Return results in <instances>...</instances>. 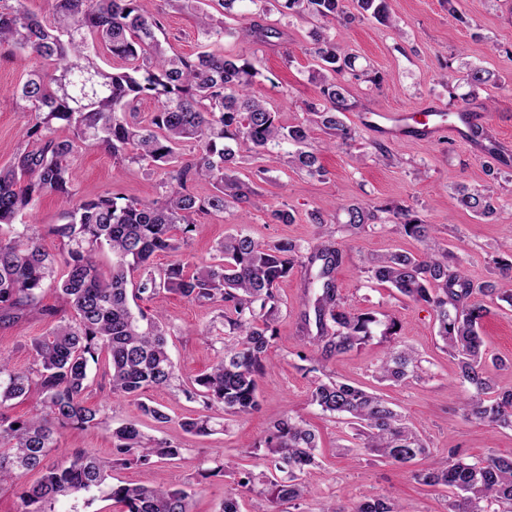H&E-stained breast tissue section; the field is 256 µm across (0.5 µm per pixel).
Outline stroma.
<instances>
[{
	"mask_svg": "<svg viewBox=\"0 0 512 512\" xmlns=\"http://www.w3.org/2000/svg\"><path fill=\"white\" fill-rule=\"evenodd\" d=\"M387 5L390 21L386 24L368 16L356 17L348 24L334 19L324 22L359 56L361 77L340 76L351 100L358 104L346 118L355 131L354 140L339 141L329 148L326 134L313 130V144L323 148L321 162L326 173L321 177L240 150L233 174L255 191L254 205H234L221 213L199 216L181 257L192 265L210 263L217 244L240 231L259 241L285 239L302 245L316 242L322 234L333 235L344 256L335 278L346 307L395 318L400 325L399 340L420 354L423 373L421 378L398 384L376 381L375 370L391 347L378 337L361 349L332 358L325 371L336 380L362 386L394 403L426 439L429 456L408 467L371 461L364 451L352 449L351 434L343 423L325 417L311 405L312 377L302 370L296 355V323L302 310L301 277L297 274L278 288L282 305L273 347L277 365L259 382L257 411L225 421L213 434L199 437L186 433L181 423L200 411V403L180 393L152 390L147 399L167 407L170 422L157 426L142 417L135 403L123 401L110 412L106 425L63 430L61 452L88 450L109 455L110 427L139 421L144 432L183 447V456L147 466L115 468L112 484L192 485L191 512H221L230 485L227 477L216 473V465L240 472L259 470L251 450L269 424L285 414L310 422L320 434L319 465L306 476L318 497L304 503V512H320L324 504L345 506L374 497L394 500L403 512H447L446 490L417 483L415 471L430 467L452 449L471 460L490 454L512 455V429L464 416L461 401L465 388L458 377L457 361L437 335L432 309L400 298L394 289L369 279L362 271L373 257L420 251V244L402 232L391 214L392 208L402 207L436 226L439 241L453 253V266L474 283L497 279L495 261L512 245V0H387ZM281 23L287 39L259 46L228 35L216 49L253 61L258 71L255 93L264 97L278 112L280 123L288 126L303 121V104L317 99L319 88L310 79L312 60L304 53L313 19L285 17ZM164 25L168 48L184 55L201 51L203 42L192 11L167 8ZM465 62L481 64L503 79L502 85L487 87L476 98L483 106L480 121L489 139L502 145L501 154L445 136L432 141L400 139L373 131L360 121L364 112L454 107L443 76L448 67ZM36 65L33 57L0 45V167L8 165L22 146L21 128L30 116L16 107L13 92ZM379 142L389 148L388 159L376 156L374 146ZM71 171L82 197L110 190L128 199L151 201L162 192L160 171L135 163L116 168L108 152L93 146L78 149ZM460 184L493 185L499 197L497 214L480 218L459 207L455 188ZM352 202L381 206L385 212L365 229L346 232L341 228L345 221L341 207ZM65 209L60 199L47 194L24 218L53 252L61 251L62 245L49 235L48 228L61 223ZM278 209L291 212L292 221H276L273 213ZM314 210L324 213L325 227L310 223L308 214ZM152 305L162 309L171 329L170 352L181 367L183 382L208 371L218 359L219 346L202 331L216 317V310L171 294L141 303L145 309ZM491 309L482 328L484 348L488 356L504 360V367L493 372L494 382L497 389L510 390L512 305L498 300ZM48 328V321L39 315L10 327L0 325V354L15 368L31 367L32 341Z\"/></svg>",
	"mask_w": 512,
	"mask_h": 512,
	"instance_id": "stroma-1",
	"label": "stroma"
}]
</instances>
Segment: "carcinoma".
<instances>
[{"mask_svg": "<svg viewBox=\"0 0 512 512\" xmlns=\"http://www.w3.org/2000/svg\"><path fill=\"white\" fill-rule=\"evenodd\" d=\"M53 21L45 24L22 3L0 5V44H10L41 60L14 91L19 108L34 114L22 128L25 142L36 149L19 150L13 161L0 167V322L15 323L34 314L51 319L49 331L32 342L37 367H11L0 355V485L22 471L39 470L48 454L59 449L62 430L98 427L105 423L106 406L84 404L90 364L103 359L109 366L112 397L133 401L142 415L158 424L170 421L161 406L144 400L152 389L172 386L177 365L168 351L169 330L162 312L133 308L143 298L175 294L223 310L224 347L219 360L184 390L198 398L205 410L218 407L237 417L258 410V381L273 367L270 356L280 312L279 283L300 270L302 305L297 356L312 363L308 371L333 356L360 348L373 337L398 335L393 318L379 319L372 312L352 313L343 305L334 272L343 254L334 241L316 242L304 253L289 240L260 242L243 234L224 237L214 262L188 270L176 259L157 269L151 258L176 255L187 246L195 230L194 217L222 213L230 205L250 201L254 191L228 174L240 146L258 155L284 159V163L315 176H323L320 153L308 143L311 127L347 142L354 139L345 113L357 104L336 75L353 70L355 55L325 27L309 32V56L314 61L311 79L320 85L322 102L305 104L306 118L290 126L279 123L277 113L255 96L251 88L258 75L252 61L207 51L194 55L168 54L158 39L165 12L147 11L142 0H52ZM197 12L199 34L207 42L224 38V20L205 9L206 0H166ZM256 15L275 10L282 16L341 19L344 0H248ZM361 14L389 21L386 0H356ZM239 37L265 45L287 32L253 20L240 27ZM112 56L120 67L99 69L100 53ZM498 77L477 63L448 70V85L470 88L462 105L444 113L448 119H468L467 137L479 140L484 127L473 121L467 105L476 90L495 85ZM151 96L158 109L146 121H133L138 103ZM60 128L70 135L60 137ZM194 144L189 155L181 152ZM99 145L118 163L125 161L166 170L162 198L118 203L107 191L77 197L70 159L82 145ZM295 146L293 151L283 145ZM199 180L213 185L212 194L192 191ZM58 196L68 209L63 223L50 232L67 246L62 260L50 253L29 225L15 221L36 206L45 194ZM459 206L488 218L495 213V190L460 186ZM345 227L361 229L392 212L403 231L422 245L416 255L393 252L373 258L362 271L387 284L403 298L425 303L435 313L438 336L458 360L459 378L467 386L462 402L465 417L491 425L512 427V390L493 399L495 385L481 328L491 313L476 295L495 297L512 305V260L496 262L502 281L474 285L459 269L451 268L450 253L435 236L433 225L409 217L401 208L370 207L350 203L340 207ZM112 253L107 272L99 267L103 247ZM138 281H132L134 273ZM59 290L71 309L67 318L41 306L42 292ZM418 360L411 346L394 347L377 368L380 380L400 383L416 372ZM39 404L28 417L13 418L7 402L25 399L31 391ZM311 404L323 415L348 420L359 447L394 464L407 465L429 448L383 398L335 380L317 378ZM196 436L214 431L213 417L201 413L182 422ZM258 447L264 470L245 472L234 481L223 512H240L237 496L260 484L253 512H276L288 503L298 509L314 496L305 481L316 466V434L302 419L285 415L273 423ZM182 449L165 439L152 438L139 422L126 421L112 429V455L77 451L62 455L34 485L22 490V512H55L63 500L77 499L107 485L115 465L147 464L153 458L176 459ZM414 478L427 486L451 491L449 512H512V457L489 455L466 460L453 451ZM109 486V485H107ZM193 489L171 486H109V497L124 512H190ZM333 512H400L385 498L362 500Z\"/></svg>", "mask_w": 512, "mask_h": 512, "instance_id": "1", "label": "carcinoma"}]
</instances>
